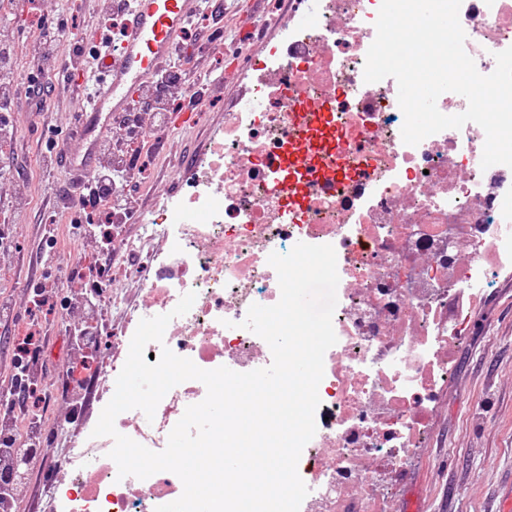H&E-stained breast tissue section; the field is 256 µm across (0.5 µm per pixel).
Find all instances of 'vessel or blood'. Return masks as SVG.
Segmentation results:
<instances>
[{
    "label": "vessel or blood",
    "mask_w": 512,
    "mask_h": 512,
    "mask_svg": "<svg viewBox=\"0 0 512 512\" xmlns=\"http://www.w3.org/2000/svg\"><path fill=\"white\" fill-rule=\"evenodd\" d=\"M204 7V0H132L126 37L97 74L84 111V136L90 145L78 157L59 154L62 167L86 177L94 174L95 143L110 134L134 96L153 84L172 59L179 36Z\"/></svg>",
    "instance_id": "1"
}]
</instances>
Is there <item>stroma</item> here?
<instances>
[{
    "mask_svg": "<svg viewBox=\"0 0 512 512\" xmlns=\"http://www.w3.org/2000/svg\"><path fill=\"white\" fill-rule=\"evenodd\" d=\"M36 2L33 11L27 0H0V31L15 38L21 75L35 65L32 47L41 19L67 20L77 37L88 39L94 36L100 16V0ZM222 2L223 36L216 51L187 66L191 75L205 73L212 80L205 112L194 125L171 120L152 130L149 138L131 143V155L144 167L145 183L133 192L136 219L115 228L121 238L137 239L141 216L176 190L178 169L221 130L225 110L248 89L250 61L266 59L277 42L282 12L273 0L263 8L252 0ZM46 81L54 85V92L21 98L12 112L18 158L9 172L0 173V235L7 238L0 247V301L9 300L16 316L15 323L0 324V393L15 383L17 371L9 353L31 321L33 293L27 280L48 275L56 290L54 307L46 313L48 347L39 359L56 362L57 368L36 385L39 400L29 406L27 415L18 417L16 433L25 437L28 415H37L43 447L58 451L82 437L112 395V352L102 342L96 367L82 373V405L68 407L65 398L72 388L66 371L77 359L68 327L79 318L74 309L77 301L95 296L98 289L95 279L85 277L86 267L106 275L122 257L101 247L96 237L72 236V220L94 225L96 214L77 204L68 214L58 207L56 189L67 175L63 169L45 166L44 132L55 129L59 149L83 152L82 138L70 134V118L86 107L87 97L82 90L62 87L59 70L47 74ZM46 226L53 228L54 241L43 237ZM454 362L453 373L439 393L427 446L393 490L397 512H504V502L512 500V278L494 280L471 316ZM66 410L72 425L62 436L55 424ZM57 481L55 470L43 461L33 462L15 512H61L60 503L51 497Z\"/></svg>",
    "mask_w": 512,
    "mask_h": 512,
    "instance_id": "obj_1",
    "label": "stroma"
}]
</instances>
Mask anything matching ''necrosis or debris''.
I'll return each mask as SVG.
<instances>
[{
  "label": "necrosis or debris",
  "mask_w": 512,
  "mask_h": 512,
  "mask_svg": "<svg viewBox=\"0 0 512 512\" xmlns=\"http://www.w3.org/2000/svg\"><path fill=\"white\" fill-rule=\"evenodd\" d=\"M381 0H322L320 21L288 24L253 87L257 112H224V130L151 212L140 239H114L132 263L118 278L141 290L138 319L171 314L163 343L204 370L268 367V344L242 328L251 305L281 291L271 253L296 243L335 249L339 284L324 357L317 431L303 449V512H391L392 488L425 446L439 389L471 314L493 279L512 273V168H482L484 130L401 137L398 84L365 82ZM464 48L478 71L512 47V0H462ZM193 212L200 223L180 217ZM197 380L173 387L153 418L119 414L118 433L165 449ZM114 440L84 435L49 453L78 512H155L183 492L174 473L119 477Z\"/></svg>",
  "instance_id": "obj_1"
}]
</instances>
